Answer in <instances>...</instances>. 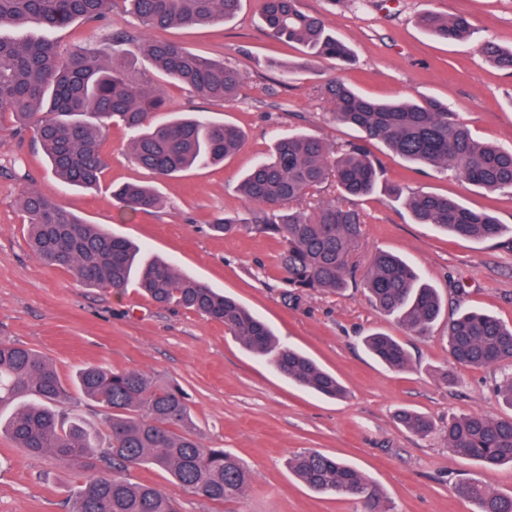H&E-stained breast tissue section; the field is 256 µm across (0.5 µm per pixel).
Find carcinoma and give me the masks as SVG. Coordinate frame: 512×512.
<instances>
[{"label":"carcinoma","mask_w":512,"mask_h":512,"mask_svg":"<svg viewBox=\"0 0 512 512\" xmlns=\"http://www.w3.org/2000/svg\"><path fill=\"white\" fill-rule=\"evenodd\" d=\"M139 30L112 28V0H0V30L14 27L63 28L81 21L106 27L112 40L109 68L87 44L60 51L45 39L0 36V120L11 116L15 131H28L43 149L54 173L64 182L91 188L107 166L103 135L114 123L132 132L130 158L158 178H170L200 164H218L237 153L244 133L236 125L204 115L169 110L162 84L132 77L115 60L126 41L141 36L144 70L200 97L232 102L241 85L239 71L221 61L193 53L182 45L153 39L147 32L183 26L224 23L239 12L243 0H128ZM262 20L276 39L305 49V62L277 64L290 78L328 59L348 63L350 48L336 38L325 20L306 13L299 0H262ZM420 25L432 38L468 37L472 26L464 14L428 12ZM479 51L501 70H512V48L486 40ZM323 94L331 115L356 127L362 137L331 155L325 142L296 131L275 137L269 157L252 165L239 186L251 205L249 218L215 215L211 231L241 230L280 240L285 298L310 291L339 294L349 287V258L363 234L365 215L355 201L371 195L382 167L368 148L379 142L403 160L434 169H453L470 184L492 192L512 193V146L477 140L468 124L436 98L381 102L338 80ZM339 201L318 202L312 212L299 208L327 181ZM122 207L149 213L159 208L154 190L138 182L114 188ZM32 253L49 266L69 270L82 283L122 291L133 285L160 305H172L221 321L242 345L288 381L314 393L341 398L342 383L311 358L281 343L270 328L235 299L180 273L173 264L145 258L141 248L108 233L35 189L20 193ZM417 224H431L460 238L495 239L505 225L490 213L473 210L447 196L417 192L405 199ZM373 305L417 336L427 335L442 310L437 291L401 258L376 255L362 280ZM448 352L459 365L485 368L512 360V325L495 316L465 310L448 321ZM369 352L382 364L403 370L409 358L393 336L366 337ZM80 394L102 415L108 445L101 446L76 417L67 418L74 398L54 363L23 344L0 339V408L14 407L0 436L29 456H49L78 474L67 512H180L178 502L143 480L131 478L140 468L169 475L184 492L199 496L224 512L239 500L254 473L234 454L204 444L193 419L190 398L180 386L142 370L87 364L76 368ZM496 396L512 409V373L496 385ZM396 421L405 430L426 435L433 430L424 415L401 409ZM448 450L486 469L512 465V415L491 417L480 411L453 416L446 426ZM289 468L310 489L338 498L362 495L368 512H391L380 492L354 467L316 450L295 455ZM477 512H512V493L478 481L454 486Z\"/></svg>","instance_id":"obj_1"}]
</instances>
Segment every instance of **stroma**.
I'll list each match as a JSON object with an SVG mask.
<instances>
[{
  "label": "stroma",
  "instance_id": "obj_1",
  "mask_svg": "<svg viewBox=\"0 0 512 512\" xmlns=\"http://www.w3.org/2000/svg\"><path fill=\"white\" fill-rule=\"evenodd\" d=\"M302 10L322 15L328 27L356 54L351 65L324 60L292 79L274 61L291 62L301 47L269 37L260 19V0H243L225 23L175 27L162 39L236 67L242 84L237 99L221 103L167 85L176 112H206L239 125L244 147L224 164L194 168L156 179L129 160L131 137L110 127L103 142L108 161L93 190L68 187L54 174L37 145L0 131V339L24 344L50 359L63 376L86 363L155 373L191 396V409L204 443L230 449L254 472L246 495L231 512H362L358 499L314 492L288 469L298 451L315 449L356 468L391 501L394 512H473L453 486L475 478L512 492V466L493 470L453 455L444 427L449 416L472 410L492 417L512 413L499 402L495 385L502 367L466 368L448 356L449 320L464 309H483L512 325V237L455 238L431 225L414 223L404 193L434 192L477 210L488 209L512 226V194L491 193L453 170L419 168L371 143L383 163L376 191L358 200L364 236L351 262L366 272L381 251L401 256L437 288L443 311L427 335L416 336L369 302L363 287L344 295L311 292L283 297L277 266L278 239L241 232L209 231L212 215L247 217L239 195L242 174L265 155L276 132L303 129L330 148L358 140L356 129L331 116L321 95L338 78L377 100L427 96L460 112L482 141L512 145V70L492 67L477 51L492 40L512 47V0H299ZM463 13L474 33L455 42L427 36L421 14ZM140 181L161 199L155 212H133L113 200V185ZM55 196L93 224L169 259L216 291L231 295L268 323L279 339L336 374L347 389L333 400L300 389L248 352L223 323L166 308L136 288L116 292L91 288L63 268L41 263L27 246L18 206L23 187ZM381 331L404 344L409 367L390 370L365 350L362 339ZM401 408L431 419L428 436L409 433L395 420ZM75 475L47 457H30L0 438V512H65Z\"/></svg>",
  "mask_w": 512,
  "mask_h": 512
}]
</instances>
